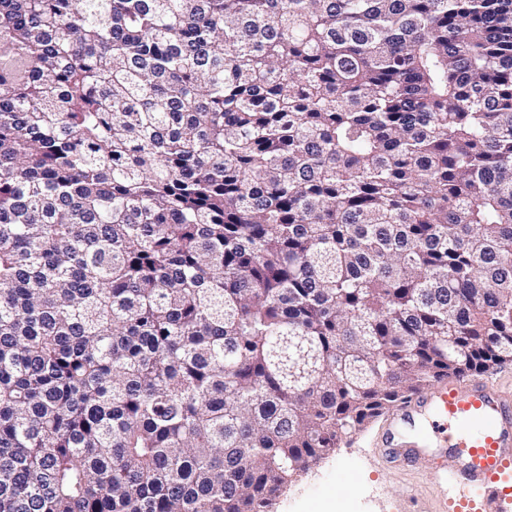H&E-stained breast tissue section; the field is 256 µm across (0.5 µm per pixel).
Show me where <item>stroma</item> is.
<instances>
[{"label": "stroma", "instance_id": "obj_1", "mask_svg": "<svg viewBox=\"0 0 512 512\" xmlns=\"http://www.w3.org/2000/svg\"><path fill=\"white\" fill-rule=\"evenodd\" d=\"M385 425V418H378L339 442L281 496L276 512H321L329 503L337 512H399L401 500L409 495L435 506L437 485L427 465L382 466L376 450Z\"/></svg>", "mask_w": 512, "mask_h": 512}]
</instances>
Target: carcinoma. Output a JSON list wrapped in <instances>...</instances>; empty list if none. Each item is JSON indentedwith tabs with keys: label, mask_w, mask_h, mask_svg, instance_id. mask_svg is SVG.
<instances>
[{
	"label": "carcinoma",
	"mask_w": 512,
	"mask_h": 512,
	"mask_svg": "<svg viewBox=\"0 0 512 512\" xmlns=\"http://www.w3.org/2000/svg\"><path fill=\"white\" fill-rule=\"evenodd\" d=\"M512 361V0H0V512H273Z\"/></svg>",
	"instance_id": "1"
}]
</instances>
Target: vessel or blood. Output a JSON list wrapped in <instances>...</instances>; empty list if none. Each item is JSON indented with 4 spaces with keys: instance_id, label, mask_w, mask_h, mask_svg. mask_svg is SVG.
Here are the masks:
<instances>
[{
    "instance_id": "b4317fda",
    "label": "vessel or blood",
    "mask_w": 512,
    "mask_h": 512,
    "mask_svg": "<svg viewBox=\"0 0 512 512\" xmlns=\"http://www.w3.org/2000/svg\"><path fill=\"white\" fill-rule=\"evenodd\" d=\"M387 426L380 459L426 463L443 489L439 512H512V391L445 379L401 400Z\"/></svg>"
}]
</instances>
